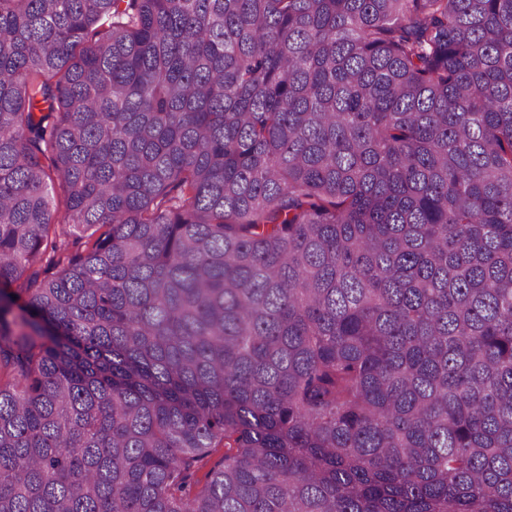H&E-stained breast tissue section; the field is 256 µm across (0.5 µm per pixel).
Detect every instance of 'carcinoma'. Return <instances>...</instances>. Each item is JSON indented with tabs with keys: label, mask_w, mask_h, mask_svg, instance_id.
<instances>
[{
	"label": "carcinoma",
	"mask_w": 512,
	"mask_h": 512,
	"mask_svg": "<svg viewBox=\"0 0 512 512\" xmlns=\"http://www.w3.org/2000/svg\"><path fill=\"white\" fill-rule=\"evenodd\" d=\"M0 512H512V0H0Z\"/></svg>",
	"instance_id": "obj_1"
}]
</instances>
